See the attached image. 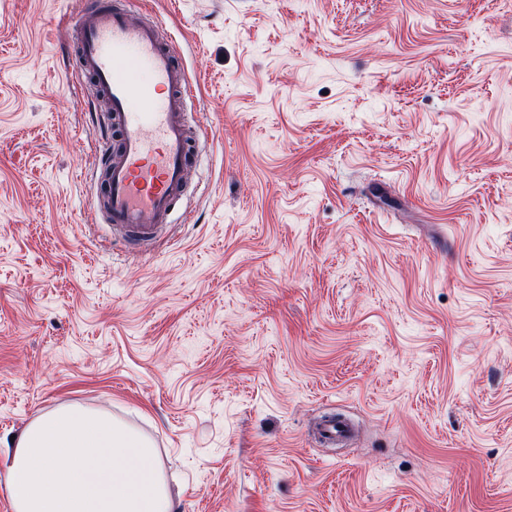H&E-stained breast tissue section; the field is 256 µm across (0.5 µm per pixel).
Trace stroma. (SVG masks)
I'll return each mask as SVG.
<instances>
[{
  "label": "stroma",
  "instance_id": "35a3bbf8",
  "mask_svg": "<svg viewBox=\"0 0 512 512\" xmlns=\"http://www.w3.org/2000/svg\"><path fill=\"white\" fill-rule=\"evenodd\" d=\"M75 8L0 0V483L79 403L178 512H512V0H135L198 133L191 222L133 252Z\"/></svg>",
  "mask_w": 512,
  "mask_h": 512
}]
</instances>
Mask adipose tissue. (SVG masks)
Here are the masks:
<instances>
[{
  "label": "adipose tissue",
  "mask_w": 512,
  "mask_h": 512,
  "mask_svg": "<svg viewBox=\"0 0 512 512\" xmlns=\"http://www.w3.org/2000/svg\"><path fill=\"white\" fill-rule=\"evenodd\" d=\"M0 488L14 512H176L153 440L77 403L28 423Z\"/></svg>",
  "instance_id": "ef3b65f1"
}]
</instances>
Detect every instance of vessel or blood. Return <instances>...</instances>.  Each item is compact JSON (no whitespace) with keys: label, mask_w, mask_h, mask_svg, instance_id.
<instances>
[{"label":"vessel or blood","mask_w":512,"mask_h":512,"mask_svg":"<svg viewBox=\"0 0 512 512\" xmlns=\"http://www.w3.org/2000/svg\"><path fill=\"white\" fill-rule=\"evenodd\" d=\"M76 30L77 69L94 79L119 133L103 145L99 209L136 250L169 224L192 167L187 104L196 86L161 23L133 21L118 0H79ZM134 69L146 80L133 81Z\"/></svg>","instance_id":"obj_1"}]
</instances>
